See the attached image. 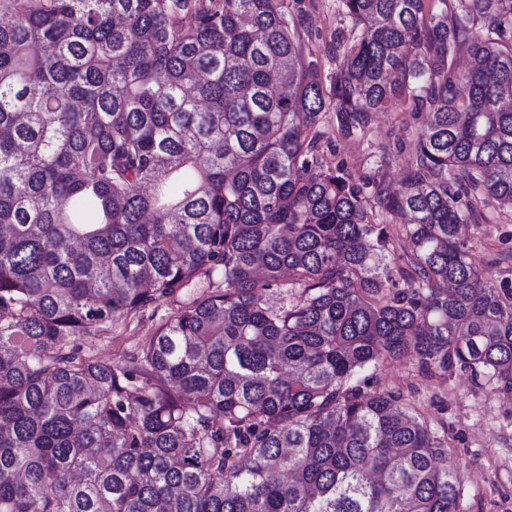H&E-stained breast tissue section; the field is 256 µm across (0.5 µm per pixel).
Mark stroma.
<instances>
[{
  "label": "stroma",
  "instance_id": "obj_1",
  "mask_svg": "<svg viewBox=\"0 0 512 512\" xmlns=\"http://www.w3.org/2000/svg\"><path fill=\"white\" fill-rule=\"evenodd\" d=\"M289 9L302 20L306 53L329 73L334 63L327 48L340 25L336 0H291ZM424 121V113L408 110L397 99L374 114L365 134L345 138L328 112L320 126L319 153L329 165L344 164L358 182L395 184L409 165ZM466 237L486 282H512V223L470 224ZM169 313L166 301L156 302L144 315L116 320L111 330L85 337L81 344L99 360L123 362ZM373 381L377 388L402 392L421 419L444 430L448 465L462 483L461 512H512V391L460 369L445 377L425 374L411 354L386 362Z\"/></svg>",
  "mask_w": 512,
  "mask_h": 512
}]
</instances>
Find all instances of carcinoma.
Returning a JSON list of instances; mask_svg holds the SVG:
<instances>
[{
	"label": "carcinoma",
	"instance_id": "1",
	"mask_svg": "<svg viewBox=\"0 0 512 512\" xmlns=\"http://www.w3.org/2000/svg\"><path fill=\"white\" fill-rule=\"evenodd\" d=\"M0 0V512H459L445 436L364 374L512 390V0ZM408 96L398 186L318 151ZM295 290L268 306L262 291ZM165 299L139 352L79 340ZM289 9L302 19V39L305 52L317 59L322 76L335 67L327 53L328 45L336 28L344 25L337 13L336 0H290ZM465 228L483 279L496 286L508 280L512 289V272L507 273L512 270V223L467 224Z\"/></svg>",
	"mask_w": 512,
	"mask_h": 512
}]
</instances>
